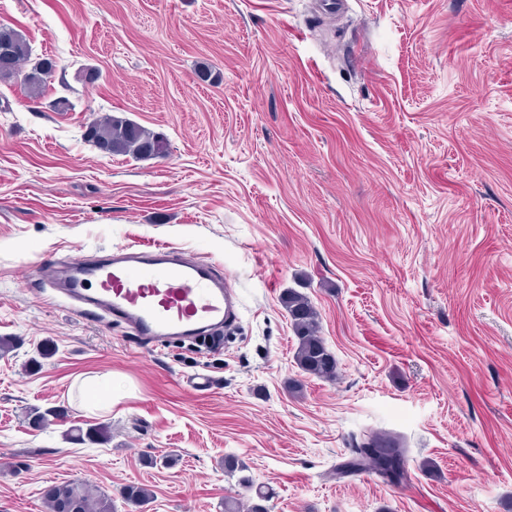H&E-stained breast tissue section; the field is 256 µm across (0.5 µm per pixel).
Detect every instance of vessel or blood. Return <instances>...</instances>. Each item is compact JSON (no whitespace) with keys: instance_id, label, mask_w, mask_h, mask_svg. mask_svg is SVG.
Here are the masks:
<instances>
[{"instance_id":"1","label":"vessel or blood","mask_w":512,"mask_h":512,"mask_svg":"<svg viewBox=\"0 0 512 512\" xmlns=\"http://www.w3.org/2000/svg\"><path fill=\"white\" fill-rule=\"evenodd\" d=\"M78 273L71 290L83 304L160 342L222 324L231 313L227 278L215 275L201 258L166 246L124 249L109 260L80 264ZM92 281L98 285L95 295H84V283Z\"/></svg>"}]
</instances>
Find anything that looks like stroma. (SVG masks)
<instances>
[{"instance_id": "35a3bbf8", "label": "stroma", "mask_w": 512, "mask_h": 512, "mask_svg": "<svg viewBox=\"0 0 512 512\" xmlns=\"http://www.w3.org/2000/svg\"><path fill=\"white\" fill-rule=\"evenodd\" d=\"M0 24L57 63L41 99L0 82V336L21 339L0 357V512H44L68 480L115 512L134 483L144 512L260 486L269 512H512V0H0ZM108 114L166 154H101L83 134ZM160 244L230 276L233 343L159 346L41 275ZM291 288L336 381L295 363ZM98 375L106 410L85 402ZM100 422L108 444L65 438ZM369 431L400 438L405 480L333 477Z\"/></svg>"}]
</instances>
